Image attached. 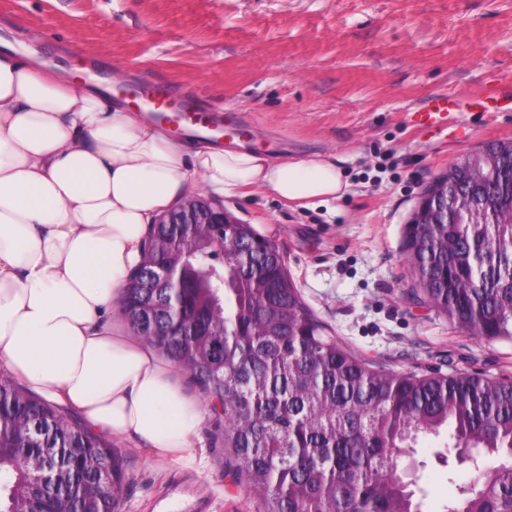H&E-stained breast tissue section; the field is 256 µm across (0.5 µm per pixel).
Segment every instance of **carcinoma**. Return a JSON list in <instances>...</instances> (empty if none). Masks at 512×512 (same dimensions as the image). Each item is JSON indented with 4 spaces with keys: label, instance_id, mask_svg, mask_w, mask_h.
<instances>
[{
    "label": "carcinoma",
    "instance_id": "obj_1",
    "mask_svg": "<svg viewBox=\"0 0 512 512\" xmlns=\"http://www.w3.org/2000/svg\"><path fill=\"white\" fill-rule=\"evenodd\" d=\"M512 190V142L480 151ZM471 224H408L407 261L424 298L469 334L512 341V222L477 211ZM233 234L248 261H214ZM181 254L177 297L149 273ZM121 311L148 345L184 368L224 416V447L264 492L266 512H422L419 475L399 461L419 434L481 470L512 457V380L379 370L336 341L304 302L284 255L250 224H153ZM28 459L29 467L18 466ZM50 469L44 487L33 469ZM490 483L454 484L445 512H512V460ZM0 512H108L122 502L123 460L10 378H0Z\"/></svg>",
    "mask_w": 512,
    "mask_h": 512
}]
</instances>
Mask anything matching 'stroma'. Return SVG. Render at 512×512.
I'll return each mask as SVG.
<instances>
[{"mask_svg": "<svg viewBox=\"0 0 512 512\" xmlns=\"http://www.w3.org/2000/svg\"><path fill=\"white\" fill-rule=\"evenodd\" d=\"M0 39L26 41L64 77L118 98L155 85L225 115V149L334 161L350 184L343 198L304 206L254 191L223 205L280 247L305 303L378 369L512 376V343L470 335L415 298L403 247L434 177L485 143L512 141V110L451 113L452 136L411 121L433 95L512 85V0H0ZM180 379L203 412V466L164 469L115 440L123 512H160L181 481L205 512H265L209 398ZM439 447L418 443L423 512H442L454 482L475 475L436 458Z\"/></svg>", "mask_w": 512, "mask_h": 512, "instance_id": "35a3bbf8", "label": "stroma"}]
</instances>
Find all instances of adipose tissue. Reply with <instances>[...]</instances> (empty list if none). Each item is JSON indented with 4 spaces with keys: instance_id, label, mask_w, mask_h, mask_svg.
Returning a JSON list of instances; mask_svg holds the SVG:
<instances>
[{
    "instance_id": "ef3b65f1",
    "label": "adipose tissue",
    "mask_w": 512,
    "mask_h": 512,
    "mask_svg": "<svg viewBox=\"0 0 512 512\" xmlns=\"http://www.w3.org/2000/svg\"><path fill=\"white\" fill-rule=\"evenodd\" d=\"M350 184L321 156L274 161L185 144L28 47L0 52V369L183 470L203 463L201 409L119 303L149 224L188 197L254 190L310 205Z\"/></svg>"
}]
</instances>
